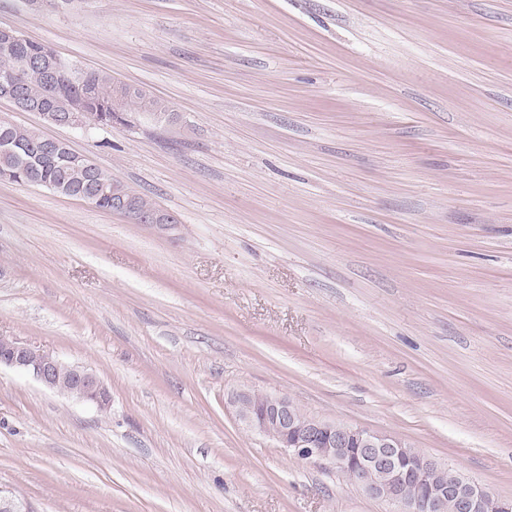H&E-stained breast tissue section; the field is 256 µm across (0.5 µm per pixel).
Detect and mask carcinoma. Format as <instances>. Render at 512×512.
Returning a JSON list of instances; mask_svg holds the SVG:
<instances>
[{
  "label": "carcinoma",
  "instance_id": "1",
  "mask_svg": "<svg viewBox=\"0 0 512 512\" xmlns=\"http://www.w3.org/2000/svg\"><path fill=\"white\" fill-rule=\"evenodd\" d=\"M38 44L32 41L5 47L0 44V78L16 75L21 79L22 91L29 103L45 102L49 90L43 71L35 64ZM94 95L83 103L94 127L125 124L126 109L133 107L140 112H160L165 105L150 93L133 85L112 79V76L89 72ZM7 140L10 149H0V180L16 184L46 187L68 197L83 198L84 193L95 189L99 199L96 206L112 210V184L117 178L98 167L87 158L76 161L68 145L59 143L53 155L40 153V143L45 139L37 130L7 123L0 125V140Z\"/></svg>",
  "mask_w": 512,
  "mask_h": 512
}]
</instances>
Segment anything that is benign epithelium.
I'll list each match as a JSON object with an SVG mask.
<instances>
[{
	"instance_id": "benign-epithelium-1",
	"label": "benign epithelium",
	"mask_w": 512,
	"mask_h": 512,
	"mask_svg": "<svg viewBox=\"0 0 512 512\" xmlns=\"http://www.w3.org/2000/svg\"><path fill=\"white\" fill-rule=\"evenodd\" d=\"M59 60L53 47L41 45L37 63L62 93ZM3 99L19 111L38 113L51 126L74 129L89 126L84 112L60 113L48 107L28 105L15 82ZM2 367L28 374L52 391L101 410L111 406V394L93 370L66 364L15 337L0 336ZM230 403L242 425L274 440L295 457L328 464L341 472L355 471L364 491L390 505L392 512H416L418 509L444 512L450 499L455 503L456 512H512V498L500 497L461 473L448 481L439 478L438 471L443 464L397 436L302 416L287 397L280 395L265 393L258 403L254 391L240 390L231 397ZM409 481L419 487L413 509L402 497V489ZM0 512H30V508L12 490L0 486Z\"/></svg>"
}]
</instances>
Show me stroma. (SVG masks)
<instances>
[{
    "mask_svg": "<svg viewBox=\"0 0 512 512\" xmlns=\"http://www.w3.org/2000/svg\"><path fill=\"white\" fill-rule=\"evenodd\" d=\"M0 27L151 93L82 132L173 214L0 181V335L110 411L0 370L32 512H389L245 429L243 389L396 435L512 498V0H0ZM2 367L31 375L44 387L95 405L100 410L111 406V394L93 370L66 364L15 337L0 336V368Z\"/></svg>",
    "mask_w": 512,
    "mask_h": 512,
    "instance_id": "obj_1",
    "label": "stroma"
}]
</instances>
